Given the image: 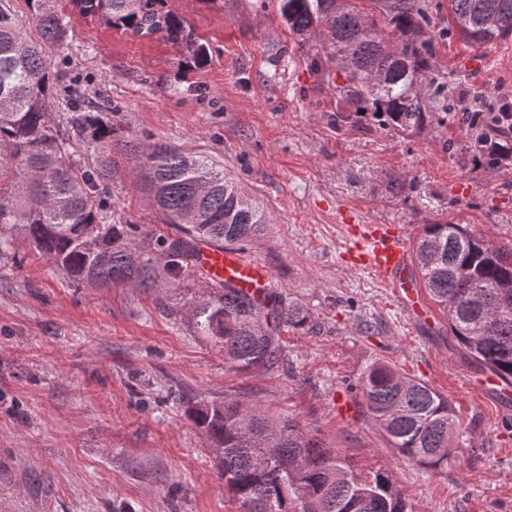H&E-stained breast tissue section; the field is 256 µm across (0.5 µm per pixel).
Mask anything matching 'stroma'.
I'll use <instances>...</instances> for the list:
<instances>
[{
	"instance_id": "1",
	"label": "stroma",
	"mask_w": 512,
	"mask_h": 512,
	"mask_svg": "<svg viewBox=\"0 0 512 512\" xmlns=\"http://www.w3.org/2000/svg\"><path fill=\"white\" fill-rule=\"evenodd\" d=\"M448 122L397 133L372 114L340 118L277 0H167L209 48L178 71L177 47L71 13L46 45L55 70L116 106L137 142L209 156L264 209L244 257L311 316L283 334L281 363L242 374L197 336L193 277L145 293L69 283L26 244L0 260V512H237L191 402L231 395L292 416L359 468L393 470L410 512H512V403L466 391L484 376L439 311L417 321L392 288L345 266L352 224H465L512 247V165L467 152V111L512 104V37L470 48L448 32V0H426ZM116 224L162 227L130 179L109 189ZM385 361L434 387L467 437L444 471L402 459L356 383Z\"/></svg>"
}]
</instances>
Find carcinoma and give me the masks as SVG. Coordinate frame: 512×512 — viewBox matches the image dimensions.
<instances>
[{
    "mask_svg": "<svg viewBox=\"0 0 512 512\" xmlns=\"http://www.w3.org/2000/svg\"><path fill=\"white\" fill-rule=\"evenodd\" d=\"M41 39L67 37L60 0H29ZM109 27L160 33L181 50L179 66L201 67L209 50L165 0H67ZM289 31L320 39L314 60L336 101L371 110L396 132L440 120L443 102L429 104L419 88L432 80L434 51L423 0H279ZM448 32L471 46L512 35V0H448ZM63 96L71 113L60 128L51 117ZM114 108L53 70L41 45L0 0V256L15 239L49 260L76 286L108 290L132 283L146 292L159 275L176 284L196 273V242L243 248L265 229L267 216L207 156L166 142L142 148L108 113ZM97 152L92 164L73 160L72 136ZM466 148L498 171L512 160V121L476 113ZM122 176L174 228L114 224L107 185ZM414 266L429 300L443 314L466 359L512 382V247L496 245L462 224H425L413 246ZM196 333L224 350V363L243 373H269L282 356V333L310 316L272 288L252 297L220 282L192 311ZM358 391L392 448L428 470H445L463 431L448 399L388 363L362 373ZM218 459L224 492L239 512H410L393 472L365 471L295 419L226 397L188 409Z\"/></svg>",
    "mask_w": 512,
    "mask_h": 512,
    "instance_id": "carcinoma-1",
    "label": "carcinoma"
}]
</instances>
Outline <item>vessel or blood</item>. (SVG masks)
Here are the masks:
<instances>
[{"instance_id":"obj_1","label":"vessel or blood","mask_w":512,"mask_h":512,"mask_svg":"<svg viewBox=\"0 0 512 512\" xmlns=\"http://www.w3.org/2000/svg\"><path fill=\"white\" fill-rule=\"evenodd\" d=\"M344 256L351 268L366 269L395 288L416 318L429 315L418 288L413 287V261L403 228L396 224H358ZM197 257L206 280L224 281L251 295L261 294L270 274L263 265L246 261L238 252L199 242Z\"/></svg>"}]
</instances>
